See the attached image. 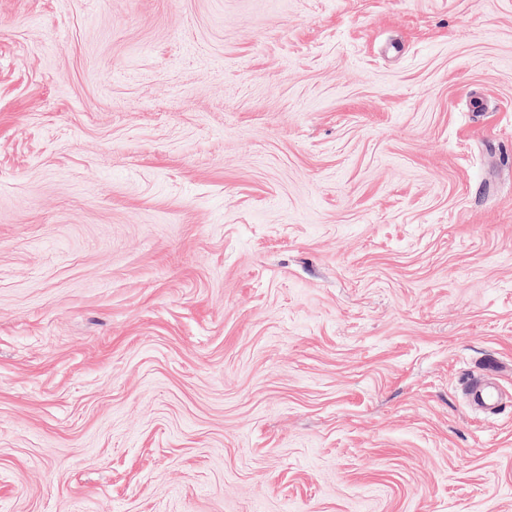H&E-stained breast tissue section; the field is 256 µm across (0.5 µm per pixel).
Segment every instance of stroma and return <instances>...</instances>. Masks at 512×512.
Returning <instances> with one entry per match:
<instances>
[{
    "label": "stroma",
    "mask_w": 512,
    "mask_h": 512,
    "mask_svg": "<svg viewBox=\"0 0 512 512\" xmlns=\"http://www.w3.org/2000/svg\"><path fill=\"white\" fill-rule=\"evenodd\" d=\"M512 0H0V512H512ZM497 371L498 364L489 360L470 378V392L475 403L485 413H496L505 406V397L496 383Z\"/></svg>",
    "instance_id": "stroma-1"
}]
</instances>
